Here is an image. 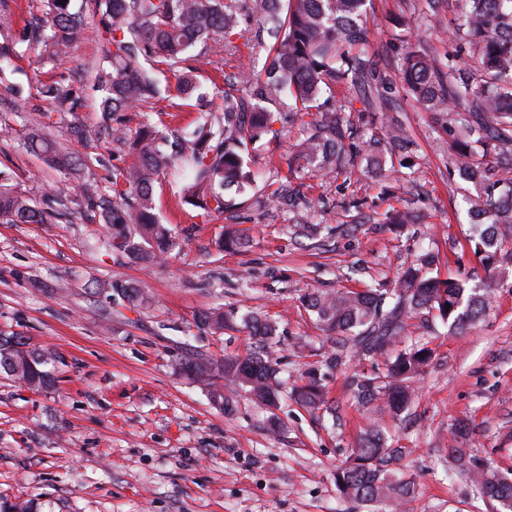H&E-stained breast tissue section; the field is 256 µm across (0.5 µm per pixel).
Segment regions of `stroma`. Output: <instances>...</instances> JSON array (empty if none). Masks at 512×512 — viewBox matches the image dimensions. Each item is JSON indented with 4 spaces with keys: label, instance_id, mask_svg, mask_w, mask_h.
<instances>
[{
    "label": "stroma",
    "instance_id": "obj_1",
    "mask_svg": "<svg viewBox=\"0 0 512 512\" xmlns=\"http://www.w3.org/2000/svg\"><path fill=\"white\" fill-rule=\"evenodd\" d=\"M428 41L439 61L455 52L449 33H437L415 0H372L369 55L392 63L397 16ZM11 67L0 71V170L9 173L43 208L78 199V181L66 180L23 141L31 109L50 110L40 95L51 77L71 78L79 107L52 112L47 131L68 152L87 160L90 175L109 186L112 170L126 166L127 146L99 128L100 93L95 74L103 64L96 30L58 62L41 46L26 45ZM199 91L213 106L223 103L212 83L216 69L236 72L237 57L223 58L194 47L188 60ZM397 118L414 143L400 169L408 190L376 178L306 175L300 191L314 222L342 225L341 234L294 237L287 210L252 199L234 213L251 243L240 252H219L225 218L180 200L176 180L155 188L163 223L187 238L151 270L97 246L101 230L89 214L49 224L0 221V334L29 337L55 349L58 381L34 392L0 378V494L36 500L41 512H363L341 501L333 474L369 425L384 430L402 456L391 461L398 475L413 477L408 512H492L443 456L459 420L470 424L460 447L512 469V265L504 288L466 333H450L431 315L408 319L402 341L429 343L432 360L415 382V400L401 417L372 416L359 409L351 378L384 370L383 357L346 354L325 382L329 405L309 411L284 399L273 416L245 389L228 383L227 409L178 371L181 358L246 355L252 341L243 328L224 335L197 327L196 316L258 312L278 326L277 357L286 385L320 368L335 348L302 308L307 291L391 284L424 250L435 262L428 274L469 280L485 271L468 251V205L458 175L460 160L448 148V128L411 100ZM80 125L88 135L71 139ZM302 134L293 124L279 140L257 151L261 180L287 182L288 150ZM415 206L421 223L396 228L386 212ZM100 281L102 290L86 285ZM134 285L149 305L127 306L113 284Z\"/></svg>",
    "mask_w": 512,
    "mask_h": 512
}]
</instances>
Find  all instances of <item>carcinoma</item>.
Returning <instances> with one entry per match:
<instances>
[{"instance_id": "1", "label": "carcinoma", "mask_w": 512, "mask_h": 512, "mask_svg": "<svg viewBox=\"0 0 512 512\" xmlns=\"http://www.w3.org/2000/svg\"><path fill=\"white\" fill-rule=\"evenodd\" d=\"M10 0H0V61L19 55ZM41 14L25 27L28 39L42 44L46 58L66 54L84 35L89 20L96 22L104 60L96 88L102 92L101 127L113 140L130 143L133 161L112 172L106 189L85 178L86 163L64 151L43 128L40 113L30 121L25 147L38 153L58 171L83 180L78 208L90 212L102 228V239L112 251L144 265L155 266L187 241L177 236L156 213L154 188L168 176L181 173L183 202L208 217L223 216L239 206L226 192L245 195L257 186L252 151L268 135L282 113L278 103L303 121V134L293 145L292 162L310 174H343L348 178L371 174L385 179L395 171L387 166L382 143L398 149L410 144L406 128L387 119L385 136L369 143L362 153L359 130L345 117V108L330 103L324 94L333 87L357 86L362 102L386 109L399 91L428 112L459 122L468 140H453L451 149L461 158L464 179L480 186V203L473 206V235L469 242L486 270L512 259L504 247L512 243V0H460L453 18L452 36L466 56L448 55L442 66L424 41L409 32V23L394 19L406 30L397 47L398 80L377 69L365 53L370 28L366 19L370 0H39ZM447 0H418L427 18H440ZM253 21L262 38L249 45L248 62L240 63L237 83L246 94L224 92L218 116L200 122L189 134L166 133L165 112L158 120L144 118L135 136L128 137V113L161 97L157 73H176L180 109L191 107L196 79L184 66L188 52L202 45L216 56L234 55V38L242 25ZM288 101L281 100L282 94ZM45 96L74 109L73 86L61 79L43 88ZM310 120H305V117ZM264 199L295 211L297 233H317L310 214L297 210L299 192L281 184ZM69 209L49 212L38 206L12 177L0 171V220L12 224H46L63 218ZM249 235L235 229L219 248L247 247ZM434 256L424 252L407 267L392 288L336 291L312 290L304 295L305 311L316 326L360 357L384 355L405 332V320L423 310L438 312L452 333H464L488 309L496 288L468 287L451 279L427 276ZM113 290L132 307L148 302L133 286ZM212 333L237 326L234 314L213 308L199 317ZM253 339L244 357L197 358L179 364L180 371L201 386L215 404L224 406L222 381L238 382L259 405L277 408L283 394L278 361L274 357L277 326L253 312L242 317ZM12 347L0 349V375L20 384L34 383L46 390L55 386L56 354L35 346L25 336H0ZM433 351L412 344L386 362L385 373L352 382L358 405L396 418L413 402L412 383L428 366ZM324 376L317 371L293 390L296 402L319 410L328 404ZM401 449L387 445L371 428L360 437L349 459L336 468L334 481L343 500L371 512H403L415 495V482L397 476L388 464ZM451 468L483 500L512 512V478L492 459L478 460L469 449H448ZM0 512H39L32 501L12 502L0 495Z\"/></svg>"}]
</instances>
